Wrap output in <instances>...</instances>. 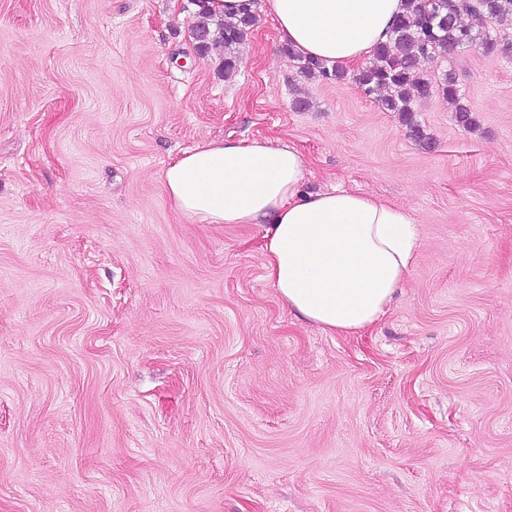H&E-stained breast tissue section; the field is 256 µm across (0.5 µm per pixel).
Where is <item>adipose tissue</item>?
Listing matches in <instances>:
<instances>
[{
  "mask_svg": "<svg viewBox=\"0 0 512 512\" xmlns=\"http://www.w3.org/2000/svg\"><path fill=\"white\" fill-rule=\"evenodd\" d=\"M280 43L346 68L389 36L404 0H263ZM294 148L267 139L209 141L163 174L174 208L201 224H258L267 280L299 317L336 334L386 313L418 247L411 210L344 189L308 192Z\"/></svg>",
  "mask_w": 512,
  "mask_h": 512,
  "instance_id": "1",
  "label": "adipose tissue"
}]
</instances>
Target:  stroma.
Masks as SVG:
<instances>
[{
  "label": "stroma",
  "mask_w": 512,
  "mask_h": 512,
  "mask_svg": "<svg viewBox=\"0 0 512 512\" xmlns=\"http://www.w3.org/2000/svg\"><path fill=\"white\" fill-rule=\"evenodd\" d=\"M195 12L0 0V512H512V55L428 60L473 124L433 95L419 142L264 13L222 76ZM227 136L414 211L380 321L296 319L264 225L173 208L165 167ZM435 91H438L440 97L454 106V112H457L459 121L464 124H471L470 115L473 112L470 105L463 101L459 94L455 78L451 73L445 74L440 85H437Z\"/></svg>",
  "instance_id": "obj_1"
}]
</instances>
